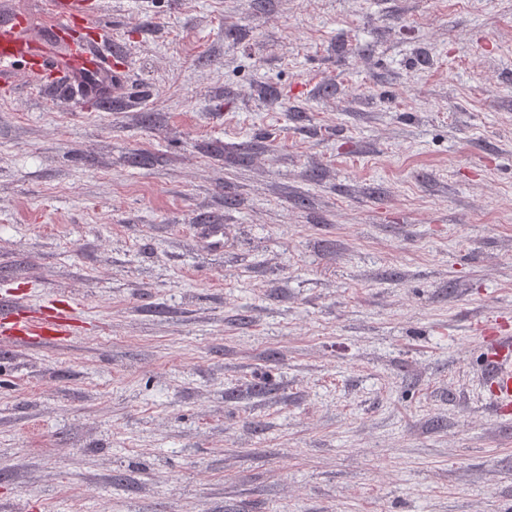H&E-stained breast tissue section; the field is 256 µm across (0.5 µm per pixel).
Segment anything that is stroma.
Instances as JSON below:
<instances>
[{
  "mask_svg": "<svg viewBox=\"0 0 512 512\" xmlns=\"http://www.w3.org/2000/svg\"><path fill=\"white\" fill-rule=\"evenodd\" d=\"M0 87V512H512V0H94ZM224 227L213 244L204 227ZM46 21L44 30L36 29L29 18H19L8 2H1L0 73L15 63H24L64 77L66 81L56 86L62 96H68L74 85L94 95L98 78L111 71L110 64L93 44L76 48L65 36L83 23L96 29L103 42L112 43V30L100 25L91 0H51ZM18 305L8 298L0 302V335L18 332L26 336L64 335L70 332L74 322L73 311L61 309L50 314L39 311L25 319L19 318ZM488 362L492 377L489 400L497 411L508 412L512 409V335L492 336Z\"/></svg>",
  "mask_w": 512,
  "mask_h": 512,
  "instance_id": "1",
  "label": "stroma"
}]
</instances>
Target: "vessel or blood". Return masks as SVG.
I'll use <instances>...</instances> for the list:
<instances>
[{
    "label": "vessel or blood",
    "mask_w": 512,
    "mask_h": 512,
    "mask_svg": "<svg viewBox=\"0 0 512 512\" xmlns=\"http://www.w3.org/2000/svg\"><path fill=\"white\" fill-rule=\"evenodd\" d=\"M96 28L103 42H111L112 31L100 25L92 0H50L44 29H36L31 21L20 18L4 0H0V72L16 63H24L39 71L61 76L56 89L68 95L71 86L96 93L97 82L111 75L113 84L122 83L121 72L111 71L100 53L91 47H74L67 37L78 24ZM74 322L71 310L37 312L20 318L18 307L10 299L0 300V335L21 333L27 336L64 335ZM488 362L492 384L489 400L500 412L512 410V335L493 336L489 343Z\"/></svg>",
    "instance_id": "obj_1"
}]
</instances>
